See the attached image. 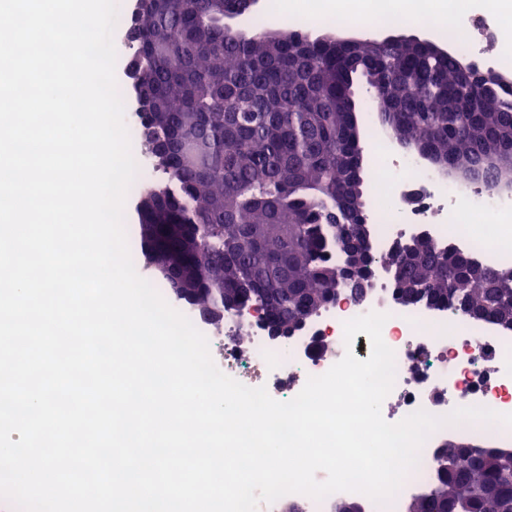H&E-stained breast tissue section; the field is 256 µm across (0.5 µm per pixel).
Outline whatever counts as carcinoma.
Wrapping results in <instances>:
<instances>
[{"label": "carcinoma", "instance_id": "cac0c4a2", "mask_svg": "<svg viewBox=\"0 0 512 512\" xmlns=\"http://www.w3.org/2000/svg\"><path fill=\"white\" fill-rule=\"evenodd\" d=\"M249 12L244 0H167L142 5L133 58L158 114L154 126L164 184L142 194L155 238L145 254L178 249L194 224L202 279L181 297L179 275L154 268L176 298L211 307L224 322V292L260 304L269 319L311 316L351 293L340 269L358 250L372 263L366 220L364 147L356 112L359 78L382 85L379 121L407 146L462 178L478 165L512 159V82L489 79L483 93L460 91L458 57L428 41L313 39L307 32L246 37L224 19ZM384 267L403 303L446 305L477 319L512 315V268H491L426 236L397 244ZM430 492L407 512H512V454L446 443L433 462Z\"/></svg>", "mask_w": 512, "mask_h": 512}]
</instances>
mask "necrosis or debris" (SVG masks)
Instances as JSON below:
<instances>
[{"mask_svg": "<svg viewBox=\"0 0 512 512\" xmlns=\"http://www.w3.org/2000/svg\"><path fill=\"white\" fill-rule=\"evenodd\" d=\"M318 2L319 11L298 13L292 26L331 16L340 25L373 30L402 16L440 36L444 33L442 17L457 16L463 34L462 41L454 45L457 52L501 69L512 62V49L499 44L504 19L486 5L463 14L457 0H431L427 10L408 8L407 0ZM490 44L497 45L498 51L488 56L484 48ZM369 182L374 187L385 185L391 201L386 210L376 199L367 203L366 216L374 228L371 247L376 253H388L407 236L423 231L432 241L453 246L483 264L512 262V248L480 240L472 233L476 223L512 217V189L486 193L425 167L407 154L377 156L369 168ZM371 312L387 314L382 337L395 353L394 386L381 407L387 422H399L419 410L444 416L455 408L470 406L512 413V334L489 320L458 318L441 306L395 302L383 278L374 280L363 301L338 297L285 342L272 338L260 318L247 311L225 317L223 332L208 328L204 335L211 356L223 359L227 376L249 387H265L272 398L286 402L302 390L309 377L327 372L345 352H353L361 360L369 358L368 336L357 334L352 344H345L344 324ZM243 326L251 335L246 349L234 341ZM461 430L474 439L512 445V428L471 422L443 426L429 436L417 466L391 503L382 506L367 501L368 512H404L407 501L426 492L430 463L440 444Z\"/></svg>", "mask_w": 512, "mask_h": 512, "instance_id": "necrosis-or-debris-1", "label": "necrosis or debris"}]
</instances>
